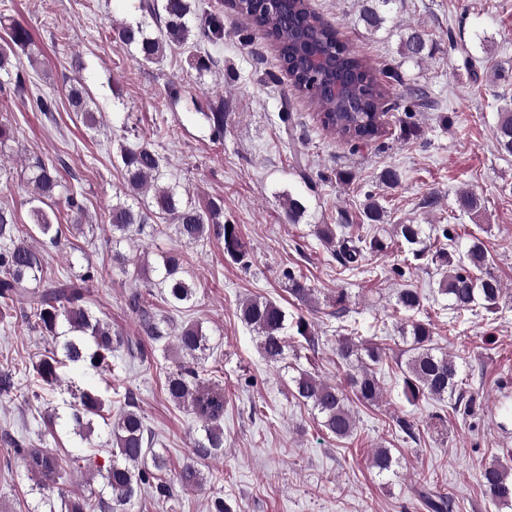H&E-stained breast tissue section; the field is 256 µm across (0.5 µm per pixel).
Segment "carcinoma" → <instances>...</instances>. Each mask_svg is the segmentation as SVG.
<instances>
[{
	"label": "carcinoma",
	"mask_w": 512,
	"mask_h": 512,
	"mask_svg": "<svg viewBox=\"0 0 512 512\" xmlns=\"http://www.w3.org/2000/svg\"><path fill=\"white\" fill-rule=\"evenodd\" d=\"M194 0H139L142 13L149 16L158 29V36L150 37L142 25L123 24L116 27L118 40L133 46L147 61L161 55L165 47H181L196 37L212 44L224 38V21L212 13L197 15ZM391 0H375L366 8L363 21L376 29L384 22L380 7ZM239 8L251 21L254 30L270 39L280 61L288 65L291 86L319 107V122L327 133L338 135L347 142H368L379 136L382 118L394 110L387 106V90L382 78L396 79L389 70L369 67L359 55L338 38L337 30L310 5V0H288L286 8L271 12L255 10L246 0ZM5 37L0 41V72L13 81V87L24 106L46 115L56 110V100L45 93L32 90L27 73L15 68L11 57L18 48L34 45L30 28L17 21L4 27ZM311 37L324 53L336 58V69L327 73L307 67L302 58V40ZM426 47L425 34L414 29L402 42L403 54L414 58ZM340 86L341 93L328 92L331 84ZM68 102L72 111L89 129L97 127L94 112L87 105L85 88L71 85ZM212 139H224V111L206 113ZM495 139L498 149L512 154V103L500 108ZM117 157L125 171L129 195L147 198L144 209L118 202L109 212L112 230V253L116 260L123 259L117 251L121 242L133 235L145 233L152 227L150 221L164 219L173 227L179 239L198 242L209 236L223 241L224 256L235 263L247 259L246 245L238 225L224 224L221 206L210 201L206 205L183 203L176 190L162 186L163 160L148 142L135 148L119 147ZM33 194L29 198L32 225L17 221L13 210L0 207V314L7 315L15 304L22 303L21 323L32 330H41L52 338V346L44 350L33 366L38 381L54 387L59 381L58 370L69 363H81L96 372H106L112 366V353L122 349L134 360L138 357L140 342L112 332L110 326L94 316L90 309L93 283L101 277L100 271L87 265L72 277L61 280L48 275V266L39 245L65 246L67 234L81 229L85 214L84 196L73 186L58 178L56 162L36 157L29 165ZM65 199L62 212L47 211L55 199ZM394 238L387 240L378 234L359 235L356 239H342L337 256L344 266L358 263L363 251L381 253L392 246L406 249L417 259L430 251L425 232L420 224H398ZM450 252L439 248L433 254L438 268L443 270L438 292L448 300V308L456 313L472 312L482 308L494 313L503 299L499 280L483 271L487 254L478 238H473L465 264H455ZM289 291L301 300H309L312 289L286 270ZM163 302L177 308L188 304L196 295L192 281L183 275L181 256L170 251L161 255L158 280ZM151 292L132 289L126 299L127 308L139 320L144 335L152 341L169 337V323L159 314L150 299ZM399 309L418 313L423 307L421 294L405 288L397 293ZM240 318L255 331L263 358L272 365L288 360V337L293 333L304 338L310 349H315L311 323L302 315L288 318L285 310L268 298H252L241 303ZM351 335L336 341V355L348 364L355 365L346 375L345 383L331 384L312 373L303 371L293 379L295 397L311 405L322 420V426L338 438H347L355 429V420L347 405V393L366 404L375 403L381 396V387L375 376L374 366L383 359V349L366 344L356 337L357 327ZM403 339L409 353L403 370L404 398L416 403L424 398L439 401L455 397L454 408L469 414L474 398L458 384L457 366L446 352H437L433 344L430 324L413 319L409 328L403 329ZM174 352L184 358L176 371L166 379L165 390L171 402L194 415L200 423V435L193 438V453L200 459L215 458L224 454V385L201 377L197 359L208 348V337L197 323L181 327L172 336ZM117 412L112 423V459L100 470L103 479L102 497L95 503L79 498L64 503V512H125L141 492L148 487L156 492L157 499L165 501L173 488L162 480L166 469L164 456L154 448V439L146 426L143 413L131 393L106 402L93 390H82L67 404L64 417L72 423L75 434L88 439L93 432V417L107 419L112 407ZM53 411L44 416L48 432H53L57 420L63 417ZM14 455L27 471L37 478L44 489L59 484L67 469L81 458L60 457L46 448H38L25 439L9 440ZM378 473L391 471L394 460L391 450L377 448L370 459ZM178 484L186 490L201 488L207 481L203 471L187 463L177 477ZM481 485L485 496L496 507H512V466L495 461L482 471ZM428 512H452L453 497L434 486L424 495Z\"/></svg>",
	"instance_id": "obj_1"
}]
</instances>
